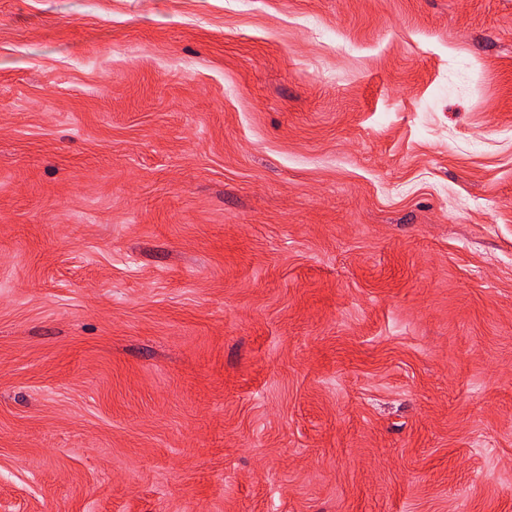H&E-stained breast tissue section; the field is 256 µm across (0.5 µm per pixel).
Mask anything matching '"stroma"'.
Segmentation results:
<instances>
[{"label": "stroma", "mask_w": 512, "mask_h": 512, "mask_svg": "<svg viewBox=\"0 0 512 512\" xmlns=\"http://www.w3.org/2000/svg\"><path fill=\"white\" fill-rule=\"evenodd\" d=\"M0 512H512V0H0Z\"/></svg>", "instance_id": "stroma-1"}]
</instances>
